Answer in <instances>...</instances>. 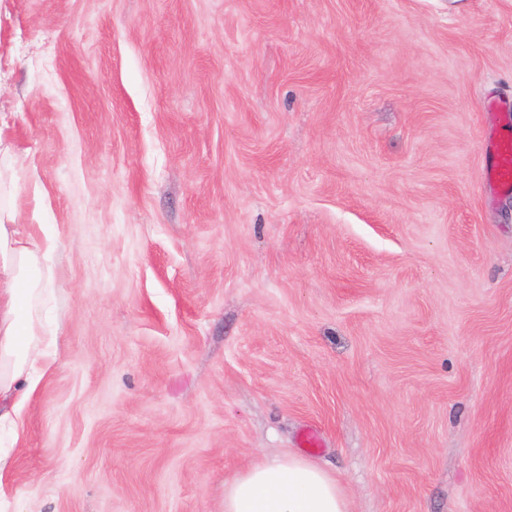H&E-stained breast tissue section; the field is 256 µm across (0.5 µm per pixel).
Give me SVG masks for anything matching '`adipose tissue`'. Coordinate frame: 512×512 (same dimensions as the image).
<instances>
[{
  "label": "adipose tissue",
  "mask_w": 512,
  "mask_h": 512,
  "mask_svg": "<svg viewBox=\"0 0 512 512\" xmlns=\"http://www.w3.org/2000/svg\"><path fill=\"white\" fill-rule=\"evenodd\" d=\"M38 258L17 225L0 221V437L18 440L26 403L55 363L56 336L36 303ZM224 512H349L336 477L288 454L250 465L224 485Z\"/></svg>",
  "instance_id": "1"
}]
</instances>
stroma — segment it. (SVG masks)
<instances>
[{
    "instance_id": "1",
    "label": "stroma",
    "mask_w": 512,
    "mask_h": 512,
    "mask_svg": "<svg viewBox=\"0 0 512 512\" xmlns=\"http://www.w3.org/2000/svg\"><path fill=\"white\" fill-rule=\"evenodd\" d=\"M512 0H0V219L58 362L0 512H512ZM318 451L299 444L306 428ZM495 161L485 172L486 180L503 191L512 190V141L500 140L494 145ZM224 512H350L336 477L289 454L265 459L224 483Z\"/></svg>"
}]
</instances>
